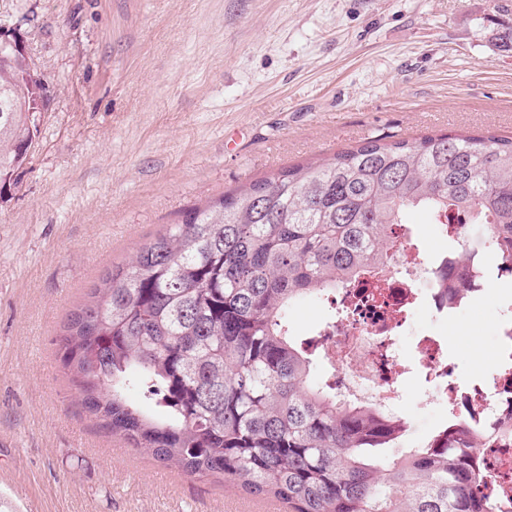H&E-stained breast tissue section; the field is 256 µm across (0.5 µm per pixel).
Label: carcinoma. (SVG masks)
<instances>
[{
  "instance_id": "cac0c4a2",
  "label": "carcinoma",
  "mask_w": 512,
  "mask_h": 512,
  "mask_svg": "<svg viewBox=\"0 0 512 512\" xmlns=\"http://www.w3.org/2000/svg\"><path fill=\"white\" fill-rule=\"evenodd\" d=\"M48 105L31 58L0 52V189ZM457 211L512 262V138H370L187 212L115 266L59 351L84 407L143 453L221 475L288 512H497L470 442L443 429L406 459L373 413L341 409L288 325L292 305L354 275L391 224Z\"/></svg>"
}]
</instances>
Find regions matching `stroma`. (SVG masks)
Returning <instances> with one entry per match:
<instances>
[{"label": "stroma", "mask_w": 512, "mask_h": 512, "mask_svg": "<svg viewBox=\"0 0 512 512\" xmlns=\"http://www.w3.org/2000/svg\"><path fill=\"white\" fill-rule=\"evenodd\" d=\"M49 105L0 195V512H249L255 497L139 453L80 403L59 354L112 266L184 212L365 139L512 137V0H0ZM469 373L512 282L486 272ZM413 374L399 447L448 423Z\"/></svg>", "instance_id": "stroma-1"}]
</instances>
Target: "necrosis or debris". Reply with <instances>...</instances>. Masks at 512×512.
I'll list each match as a JSON object with an SVG mask.
<instances>
[{"mask_svg":"<svg viewBox=\"0 0 512 512\" xmlns=\"http://www.w3.org/2000/svg\"><path fill=\"white\" fill-rule=\"evenodd\" d=\"M483 261L480 255L464 261L447 249L428 258L405 225H391L385 257L332 290L343 316L318 328L314 346L336 370L333 392L339 407H368L405 430L411 420L400 403L399 381L410 370L423 373L433 384L426 406L447 411L449 428L477 447L482 471L475 491L511 498L512 369L503 363L512 359V304L502 309L499 349L471 385L456 382L438 335L423 333L411 359L400 345L417 307H425L437 323L471 311L487 286ZM443 264L452 279L463 276L464 286L440 282Z\"/></svg>","mask_w":512,"mask_h":512,"instance_id":"obj_1","label":"necrosis or debris"}]
</instances>
